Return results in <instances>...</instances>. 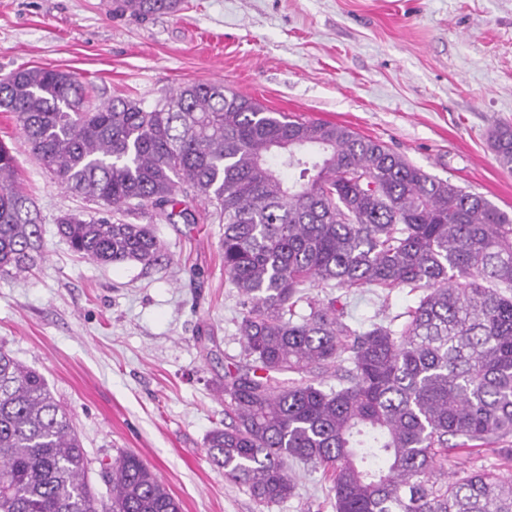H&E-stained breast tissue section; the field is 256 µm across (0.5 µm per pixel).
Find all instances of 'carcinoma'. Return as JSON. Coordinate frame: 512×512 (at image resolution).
Listing matches in <instances>:
<instances>
[{
  "label": "carcinoma",
  "instance_id": "carcinoma-1",
  "mask_svg": "<svg viewBox=\"0 0 512 512\" xmlns=\"http://www.w3.org/2000/svg\"><path fill=\"white\" fill-rule=\"evenodd\" d=\"M183 6L114 0L113 13L145 19ZM89 93L56 68L0 78V108L42 170L95 205L56 218L75 253L155 263L152 226L121 216L150 208L193 223L181 190L224 224V276L242 296L238 331L252 358L224 374V428L206 439L225 477L269 508L295 495L288 461L299 460L323 469L336 512H512L511 478L443 466L450 451L512 436V214L379 140L273 112L221 82L183 86L151 109L132 98L90 109ZM491 149L512 169L511 126L491 135ZM17 180L0 142L6 276L42 253L41 214ZM310 285L368 288L382 318L356 328L346 305L305 299ZM396 289L415 302L390 318ZM87 471L45 377L0 349V512H180L134 454L104 468L108 505Z\"/></svg>",
  "mask_w": 512,
  "mask_h": 512
}]
</instances>
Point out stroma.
<instances>
[{"label":"stroma","instance_id":"obj_1","mask_svg":"<svg viewBox=\"0 0 512 512\" xmlns=\"http://www.w3.org/2000/svg\"><path fill=\"white\" fill-rule=\"evenodd\" d=\"M40 65L93 86L92 105L144 108L192 83L223 82L277 112L342 124L512 212V170L490 147L512 125V0H187L117 16L112 0H0V77ZM20 186L42 218V257L0 275V349L39 371L71 414L99 496L100 466L139 455L181 512H335L321 469L270 508L225 477L205 438L224 424L225 372L246 360L241 298L224 279V227L131 213L162 245L157 264L79 258L55 219L84 209L41 169L0 111Z\"/></svg>","mask_w":512,"mask_h":512}]
</instances>
